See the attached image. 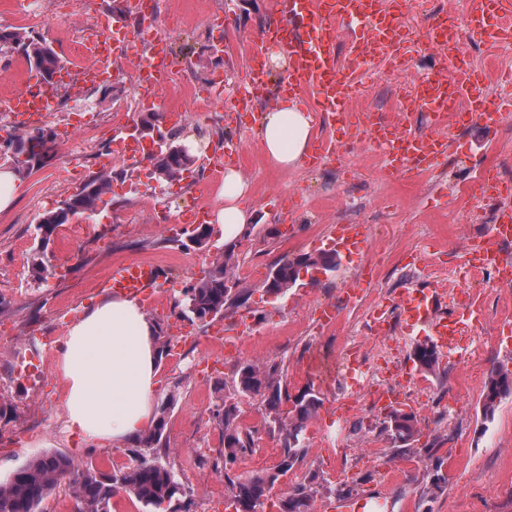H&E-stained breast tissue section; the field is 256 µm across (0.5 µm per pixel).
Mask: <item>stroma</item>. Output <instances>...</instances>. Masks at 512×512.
<instances>
[{"label": "stroma", "instance_id": "1", "mask_svg": "<svg viewBox=\"0 0 512 512\" xmlns=\"http://www.w3.org/2000/svg\"><path fill=\"white\" fill-rule=\"evenodd\" d=\"M164 2L158 33L170 41L178 67L159 93L162 107L144 106L117 77L82 86L77 94L61 86L56 110L41 125L56 131L77 124L79 132L89 135L85 152L77 165H70V140L55 139L53 158L19 179L13 207L0 212V404L15 410L14 416L0 419V480L45 454H62L76 467L92 466L103 473L137 463L133 439L87 444L69 430L58 349L67 325L105 298L101 283L113 265L137 260L162 267L169 284L160 299L175 317L185 290L224 254L220 225H213L203 248L188 235L177 238L164 231L190 204L223 207L218 187L200 190L192 177L174 183L157 180L145 157L102 164L114 130L137 125L150 114L161 131H169V110L175 107L187 112L180 140L196 158L193 173L203 172L226 138L235 139L238 153L232 166L247 185L243 202L255 215L234 246V279L242 301L223 316L239 336L235 355L225 356L207 320L193 323L194 341L171 348L158 360L160 395L175 399L163 443L191 512H226L224 475L213 466L223 446L213 414L222 397L221 384L230 380L236 365L246 362L283 363L290 392L310 383L323 399L305 431L303 461L279 476L270 501L282 498L295 477L314 472L317 510L335 499L337 488L356 493L384 486L392 496V512H512V397L501 401L491 422H483L480 411L487 369L500 365L512 370V288L501 287L489 273L475 281L483 309L474 328L481 361L475 365L467 355L452 352L441 359L437 373L426 375V400L409 399L421 430L409 448L393 447L378 428L368 434L361 430L368 398L355 399L345 415H337L336 406L347 393L334 366L341 353L355 348L373 362L383 353L393 358L397 371L387 378L391 385H398L403 372H418L412 355L416 337L399 329L377 339L368 336L364 322L375 306L393 304L416 281L449 293L461 288L463 247L468 239L484 235L497 208L494 200H477V175L490 168L500 181L512 183V121L491 133L476 124L449 129L447 158L409 179L384 180L382 159L361 146L346 151L354 165L346 179L334 163L276 169L254 135L259 114L273 106V99L259 102L246 129L236 132L215 112V98L205 93L221 73L244 76L251 47L275 19L270 0ZM475 5L476 0H410L407 15L415 39L421 42L436 13L465 16ZM104 12L126 18L125 0H86L78 19L43 29L66 68L85 66L77 51L78 32ZM462 49L476 68L489 74V103L499 104L507 94L500 78L512 72V50L472 33ZM404 78L388 62H375L361 80L351 110L386 121L401 116L410 130L427 131L431 122L426 113H400ZM102 171L112 177L111 193L103 196L95 213L58 228L46 247L56 274L44 281L34 277L29 265L41 246L40 217ZM292 195L300 197L301 206L287 215L280 204ZM335 224L366 225L367 252L354 259L340 256L335 271L315 272L278 295L266 292L263 278L251 276V269L269 270L283 258L331 249L329 232ZM321 304L335 307L333 325L317 326L314 313ZM240 407L242 424L264 438L265 459L259 463L252 456L241 457L236 473L276 467L281 446L267 433L269 417L260 398L242 399ZM429 446L444 457L447 479L444 490L433 497L428 494L433 474L425 453Z\"/></svg>", "mask_w": 512, "mask_h": 512}]
</instances>
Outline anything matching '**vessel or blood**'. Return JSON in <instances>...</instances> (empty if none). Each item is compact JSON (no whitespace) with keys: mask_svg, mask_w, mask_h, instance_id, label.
Returning <instances> with one entry per match:
<instances>
[{"mask_svg":"<svg viewBox=\"0 0 512 512\" xmlns=\"http://www.w3.org/2000/svg\"><path fill=\"white\" fill-rule=\"evenodd\" d=\"M279 15L278 26L265 30L251 51L245 79V91L238 95L233 107L238 116L252 114L257 101L269 93L266 76L267 46L282 49L288 56V73L278 91L282 94L309 98L317 112L337 125L339 136L320 140L311 149L305 163L311 167L335 161L344 147L368 141L374 151L385 159L384 175L388 178L422 174L435 168L448 153L445 134L447 125L466 127L480 122L494 128L512 116V100L489 108L486 100L487 81L484 74L465 65L459 46L448 49L452 68H432L425 76L415 77L409 95L401 103L403 111L424 112L436 127L432 133H414L404 124L390 125L366 114L352 113L349 104L357 93L353 73L368 72L375 59L406 63L417 47L404 31L400 13L388 14L380 0H273ZM360 24L354 36L359 53L348 66L336 59L338 26L345 20ZM474 23L488 40H512V0H494L493 8L476 14ZM141 36L129 28L112 33L100 27L86 43L84 53L96 56L100 63L86 71L87 82L109 78L114 61L128 68L144 70L147 63L162 64L169 44L160 37L152 39V55L144 57L136 44ZM53 102L51 89L41 83H27L7 102V110L37 121L48 112ZM151 150L134 127L124 126L114 132L104 163L118 159L143 157ZM333 240L345 253H359L368 246V234L360 224H337ZM512 241V210H499L489 232L473 241L466 253L468 269L494 273L504 284L512 282V266L500 261L501 246ZM165 284L161 270L137 261L113 265L103 283L104 289L153 307L160 288ZM444 295L436 288H412L395 304L400 321L411 334L425 335L435 349L448 351L457 348L463 337L472 332L476 309L443 310ZM386 489L370 488L355 496L330 503L328 512H367L368 508L391 506Z\"/></svg>","mask_w":512,"mask_h":512,"instance_id":"vessel-or-blood-1","label":"vessel or blood"}]
</instances>
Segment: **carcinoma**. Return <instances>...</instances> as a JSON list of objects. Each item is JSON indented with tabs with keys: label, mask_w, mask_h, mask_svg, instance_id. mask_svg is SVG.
Returning <instances> with one entry per match:
<instances>
[{
	"label": "carcinoma",
	"mask_w": 512,
	"mask_h": 512,
	"mask_svg": "<svg viewBox=\"0 0 512 512\" xmlns=\"http://www.w3.org/2000/svg\"><path fill=\"white\" fill-rule=\"evenodd\" d=\"M19 53L42 81L62 68V60L44 38L30 36L14 28L0 27V54ZM52 138L35 131L11 135L0 141V152L12 160L21 154L28 155L26 165H14L16 173L26 176L39 169L50 159ZM158 179L168 181L195 163V156L181 151V144L170 142L169 150L149 156ZM112 176L99 173L90 177L71 195L62 206L42 215L38 230L43 235L41 250L31 260L32 274L47 280L55 275L48 264L46 245L57 228L68 222V215H78L96 210L101 197L110 192ZM234 253L229 250L224 260L214 264L208 274L185 291V303L180 317L190 322L204 321L224 314L235 302L232 296ZM339 261L334 251L317 254L300 253L277 262L265 281L266 291L281 294L299 281V269L334 271ZM413 356L420 368L427 373L439 370L437 351L429 343H418ZM222 404L215 410L214 418L223 433L224 451L221 456L224 481L229 497L235 504V512H264L268 493L278 476L294 468L305 457V430L307 423L319 411L322 399L310 384L297 392L288 389L285 373L279 363H244L235 372L230 383L224 384ZM261 397L268 411L271 431L281 442V460L277 470L255 471L247 475L234 472L239 457L251 452L252 431L240 423V400ZM512 396V371L492 366L487 372L484 386L482 413L486 420L494 417L501 401ZM175 403L170 395L158 407V416L150 429L138 434L135 443L139 448H158L161 445L166 419ZM381 432L386 434L397 448H407L419 436L416 415L400 410L387 416ZM437 449H428L433 459L431 494L443 490L446 478L441 473L443 460L436 455ZM318 475L296 484L279 501L278 512H312ZM66 483L72 488L74 512H110L112 497L120 490L131 493L147 507L159 508L164 503L181 501L185 496L173 467L155 453L142 458L139 464L128 470L103 474L91 467L78 468L73 461L61 454L33 458L17 469L9 478L0 480V512H38L47 495L58 485Z\"/></svg>",
	"instance_id": "obj_1"
}]
</instances>
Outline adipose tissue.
Returning a JSON list of instances; mask_svg holds the SVG:
<instances>
[{
  "instance_id": "adipose-tissue-1",
  "label": "adipose tissue",
  "mask_w": 512,
  "mask_h": 512,
  "mask_svg": "<svg viewBox=\"0 0 512 512\" xmlns=\"http://www.w3.org/2000/svg\"><path fill=\"white\" fill-rule=\"evenodd\" d=\"M311 132L309 112L283 97L265 111L256 136L274 166L293 169L308 150ZM245 190L237 170L226 168L224 205L212 216L223 227L225 242L238 240L254 218L240 202ZM58 369L68 425L85 439L120 442L151 422L157 349L154 328L135 302L109 297L68 324Z\"/></svg>"
}]
</instances>
